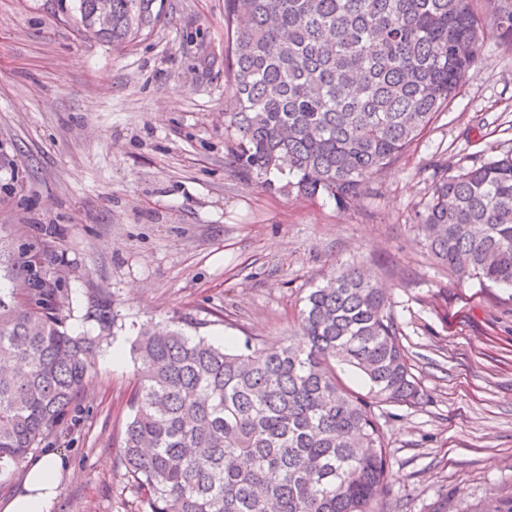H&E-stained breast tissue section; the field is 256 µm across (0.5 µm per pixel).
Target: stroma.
Returning <instances> with one entry per match:
<instances>
[{
  "instance_id": "obj_1",
  "label": "stroma",
  "mask_w": 512,
  "mask_h": 512,
  "mask_svg": "<svg viewBox=\"0 0 512 512\" xmlns=\"http://www.w3.org/2000/svg\"><path fill=\"white\" fill-rule=\"evenodd\" d=\"M161 20L121 46L85 38L71 0H0V289L29 242L61 272L73 334L116 315L86 396L36 455L70 470L50 512H138L118 464L142 323L197 318L241 348L298 328L300 299L354 265L391 294L423 398L386 406L382 512H503L512 505V288L438 268L414 213L436 166L512 152V51L488 42L477 75L367 195L340 207L268 191L230 163L224 0H156ZM122 349L113 360V346Z\"/></svg>"
}]
</instances>
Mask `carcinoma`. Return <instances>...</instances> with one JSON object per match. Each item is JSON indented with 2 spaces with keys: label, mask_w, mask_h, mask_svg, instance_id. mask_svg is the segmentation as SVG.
I'll use <instances>...</instances> for the list:
<instances>
[{
  "label": "carcinoma",
  "mask_w": 512,
  "mask_h": 512,
  "mask_svg": "<svg viewBox=\"0 0 512 512\" xmlns=\"http://www.w3.org/2000/svg\"><path fill=\"white\" fill-rule=\"evenodd\" d=\"M76 2L83 35L115 46L159 17L154 0ZM473 2L224 0L234 167L269 191L360 198L479 72L488 41L512 49V0H487V19ZM415 220L446 271L512 288L511 154L434 173ZM41 247L0 294V470L63 422L114 324L102 300L99 335L69 333ZM302 302L299 332L273 345L247 336L226 350L187 318L140 328L118 460L143 512H377L390 482L375 409L422 396L388 289L341 266Z\"/></svg>",
  "instance_id": "1"
}]
</instances>
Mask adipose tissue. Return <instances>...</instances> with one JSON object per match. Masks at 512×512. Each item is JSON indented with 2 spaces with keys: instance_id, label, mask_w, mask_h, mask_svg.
<instances>
[{
  "instance_id": "ef3b65f1",
  "label": "adipose tissue",
  "mask_w": 512,
  "mask_h": 512,
  "mask_svg": "<svg viewBox=\"0 0 512 512\" xmlns=\"http://www.w3.org/2000/svg\"><path fill=\"white\" fill-rule=\"evenodd\" d=\"M66 466V459L54 452L31 460L25 469L20 493L14 495L0 512H49Z\"/></svg>"
}]
</instances>
